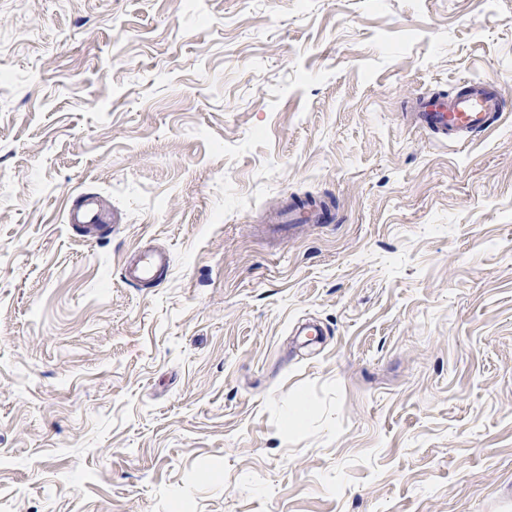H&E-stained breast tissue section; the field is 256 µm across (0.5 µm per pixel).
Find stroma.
Listing matches in <instances>:
<instances>
[{
    "label": "stroma",
    "mask_w": 512,
    "mask_h": 512,
    "mask_svg": "<svg viewBox=\"0 0 512 512\" xmlns=\"http://www.w3.org/2000/svg\"><path fill=\"white\" fill-rule=\"evenodd\" d=\"M0 512H512V0H0ZM487 83L469 82L462 93L449 97L420 95L411 114L415 125L464 146L475 133L489 129L493 114L503 112L501 98ZM327 207L322 204L309 203L298 205L296 202L287 203L277 212L272 221L274 225L324 224L327 218ZM170 264V257L165 252L146 251L140 253L125 267L124 279L131 284L153 281L162 274Z\"/></svg>",
    "instance_id": "stroma-1"
}]
</instances>
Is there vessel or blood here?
<instances>
[{"mask_svg": "<svg viewBox=\"0 0 512 512\" xmlns=\"http://www.w3.org/2000/svg\"><path fill=\"white\" fill-rule=\"evenodd\" d=\"M502 100L486 82L473 81L462 93L449 97L422 95L415 100L414 123L444 138L465 145L474 134L487 131L493 114L502 112ZM327 217L324 205L288 203L277 213L275 225L321 224ZM170 264L165 252L146 251L127 264L123 277L131 284L156 279Z\"/></svg>", "mask_w": 512, "mask_h": 512, "instance_id": "b4317fda", "label": "vessel or blood"}]
</instances>
